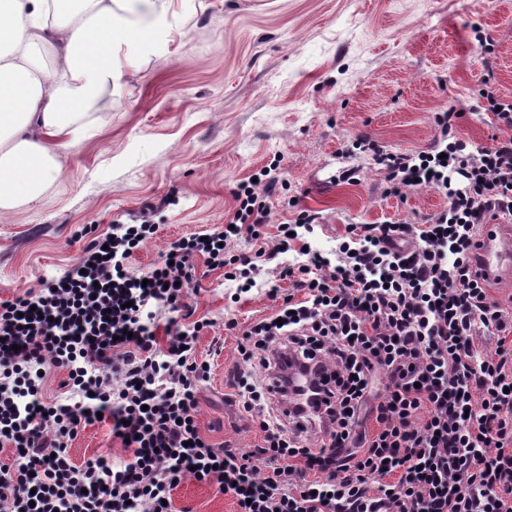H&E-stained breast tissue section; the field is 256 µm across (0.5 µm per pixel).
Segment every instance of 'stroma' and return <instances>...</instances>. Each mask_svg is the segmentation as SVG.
I'll list each match as a JSON object with an SVG mask.
<instances>
[{
	"mask_svg": "<svg viewBox=\"0 0 512 512\" xmlns=\"http://www.w3.org/2000/svg\"><path fill=\"white\" fill-rule=\"evenodd\" d=\"M168 16V34L89 113L60 179L0 221V303L69 270L92 236L145 216L159 229L130 268L149 270L172 242L230 219L237 184L276 157L285 188L268 201L267 239L301 209L316 215L307 241L322 250L352 224L421 221L443 198L429 188L387 193L384 171L353 143L365 136L388 152L423 150L438 113L456 109L458 136L485 146L497 129L481 109L483 82L512 96V0H169ZM349 168L355 182L339 181ZM292 197L298 209L288 207ZM296 258L272 260L262 286L242 295L223 270L193 260L186 302L208 323L196 354L211 364L197 423L213 444L248 452L260 443L233 397L244 369L239 329L275 311L268 290L288 291L281 272ZM231 320L238 329H226ZM69 454L80 465L116 462L124 451L105 420L81 429ZM172 500L175 512L237 509L193 479Z\"/></svg>",
	"mask_w": 512,
	"mask_h": 512,
	"instance_id": "1",
	"label": "stroma"
}]
</instances>
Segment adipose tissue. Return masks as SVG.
I'll return each mask as SVG.
<instances>
[{
  "label": "adipose tissue",
  "instance_id": "adipose-tissue-1",
  "mask_svg": "<svg viewBox=\"0 0 512 512\" xmlns=\"http://www.w3.org/2000/svg\"><path fill=\"white\" fill-rule=\"evenodd\" d=\"M167 0H0V217L62 174L60 152L104 104L120 50L148 54Z\"/></svg>",
  "mask_w": 512,
  "mask_h": 512
}]
</instances>
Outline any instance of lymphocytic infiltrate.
Segmentation results:
<instances>
[{
    "label": "lymphocytic infiltrate",
    "instance_id": "obj_1",
    "mask_svg": "<svg viewBox=\"0 0 512 512\" xmlns=\"http://www.w3.org/2000/svg\"><path fill=\"white\" fill-rule=\"evenodd\" d=\"M499 134L476 147L455 132L458 112L436 119L427 150H375L391 192L418 186L445 199L418 224L349 225L335 251L307 249L289 266L295 295L250 323L236 379L256 413L258 448L214 445L197 425L210 377L196 358L206 323L182 300L193 257L255 287L264 262L294 250L315 221L301 211L265 247L272 167L241 183L230 222L173 243L146 275L129 260L157 225L116 224L77 267L0 304V512H172L187 478L216 485L237 512H512V308L493 300L473 263L479 224L512 218V101L481 92ZM257 242L237 252L235 241ZM182 309L160 321L159 309ZM491 336L493 352L475 339ZM329 371L297 394L316 429L284 420L293 358ZM67 372L72 403L46 401L45 375ZM378 428L358 433L375 378ZM126 455L75 465L68 442L98 416Z\"/></svg>",
    "mask_w": 512,
    "mask_h": 512
}]
</instances>
